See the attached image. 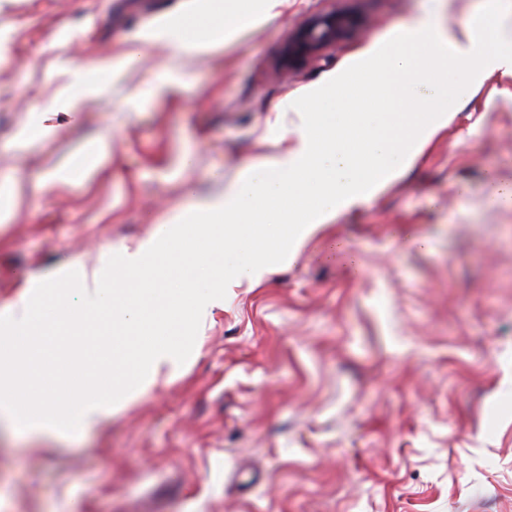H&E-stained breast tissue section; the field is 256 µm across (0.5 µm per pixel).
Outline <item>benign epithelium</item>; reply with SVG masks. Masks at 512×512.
<instances>
[{"instance_id": "1", "label": "benign epithelium", "mask_w": 512, "mask_h": 512, "mask_svg": "<svg viewBox=\"0 0 512 512\" xmlns=\"http://www.w3.org/2000/svg\"><path fill=\"white\" fill-rule=\"evenodd\" d=\"M360 26L351 12L334 10L310 16L298 26L283 46L280 65L286 69L302 67L344 41Z\"/></svg>"}]
</instances>
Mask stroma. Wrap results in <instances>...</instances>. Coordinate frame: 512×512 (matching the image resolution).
Wrapping results in <instances>:
<instances>
[{
	"label": "stroma",
	"instance_id": "obj_1",
	"mask_svg": "<svg viewBox=\"0 0 512 512\" xmlns=\"http://www.w3.org/2000/svg\"><path fill=\"white\" fill-rule=\"evenodd\" d=\"M204 6L0 0V185L25 187L0 223V315L285 150L284 99L425 3L282 0L205 56L144 42ZM335 9L362 28L282 68L291 33ZM132 50L142 62L111 71ZM78 72L99 96H77ZM510 187L512 74L495 71L371 202L260 285L229 284L189 359L96 428L1 419L0 512H512Z\"/></svg>",
	"mask_w": 512,
	"mask_h": 512
}]
</instances>
